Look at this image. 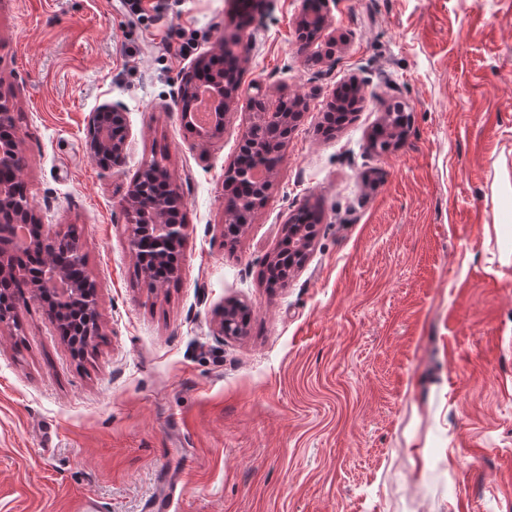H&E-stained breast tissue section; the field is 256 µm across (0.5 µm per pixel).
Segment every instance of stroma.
Here are the masks:
<instances>
[{
    "label": "stroma",
    "instance_id": "1",
    "mask_svg": "<svg viewBox=\"0 0 512 512\" xmlns=\"http://www.w3.org/2000/svg\"><path fill=\"white\" fill-rule=\"evenodd\" d=\"M0 0V94L13 102L41 223L76 225L100 334L72 354L34 299L0 326V512H142L164 477L179 512H512V0H332L303 45L304 0ZM240 59V102L202 140L182 75ZM357 83L349 123L329 102ZM301 96L264 207L234 245L224 170L256 86ZM412 123L382 152L389 104ZM121 105L126 162L85 148ZM161 161L186 199L181 271L150 287L122 202ZM320 215L288 282L266 262ZM251 311L219 331L225 300Z\"/></svg>",
    "mask_w": 512,
    "mask_h": 512
}]
</instances>
